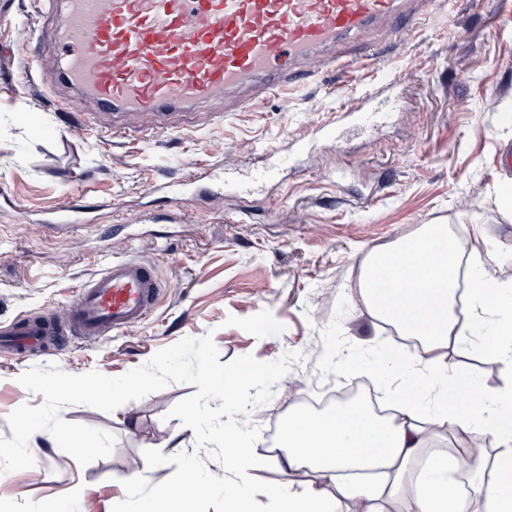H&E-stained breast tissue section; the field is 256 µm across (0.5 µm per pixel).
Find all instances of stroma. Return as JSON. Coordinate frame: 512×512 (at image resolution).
Wrapping results in <instances>:
<instances>
[{"label": "stroma", "instance_id": "1", "mask_svg": "<svg viewBox=\"0 0 512 512\" xmlns=\"http://www.w3.org/2000/svg\"><path fill=\"white\" fill-rule=\"evenodd\" d=\"M22 31L36 33L32 0H0V197L15 204L0 209V331L23 320L67 319L77 284L131 246L156 260L162 290L142 324L104 339L28 358L0 350V437L12 436L11 411L44 401L18 382L33 366L115 377L182 338L208 334L223 364L246 354L264 362L298 354L257 409L256 426L272 445L302 396L372 386L365 374L328 371L326 349L346 354L395 342L355 297L368 249L445 224L466 251L503 258L512 275V197L505 195L512 174L496 169L498 153L512 148V73L503 69L512 62V0H457L442 23L410 31L385 62L228 113L219 128L190 113L176 132L149 140L82 131L67 118L64 99L37 90L56 83L55 68L26 76ZM394 76L404 96L395 121L351 133L345 154L322 145L262 197L190 204L174 224L159 221L167 210L159 199L156 220L143 216L154 181L204 163L250 167L262 144L308 140L337 109L356 108L363 93ZM84 193L102 203L99 223L133 225L135 241L83 227L53 236L18 221L20 212ZM245 209L247 222H232ZM195 391L172 384L110 413L64 408V420L113 434L111 455L83 467L58 444L41 442L35 465L12 472L0 512H55L77 484L89 512H127L118 478L133 461L155 456V444L180 423L170 409Z\"/></svg>", "mask_w": 512, "mask_h": 512}]
</instances>
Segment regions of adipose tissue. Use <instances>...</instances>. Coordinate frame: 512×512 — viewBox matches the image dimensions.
<instances>
[{
    "label": "adipose tissue",
    "instance_id": "1",
    "mask_svg": "<svg viewBox=\"0 0 512 512\" xmlns=\"http://www.w3.org/2000/svg\"><path fill=\"white\" fill-rule=\"evenodd\" d=\"M461 254L447 225L425 224L360 262L359 302L373 320L415 345L392 356L329 351L325 358L340 372L360 361L382 386L389 414L356 403L290 411L276 461L287 479L264 486L253 475L263 439L241 388L267 382L276 367L221 379L208 374L205 399L224 400L220 433L209 430L205 408H195L160 443L156 458L135 463L120 484L135 491L186 438L204 446L217 437L224 444L223 474L205 476L184 461L162 497L142 498L143 512H187L217 488L224 512H258L262 499L269 512H512V379L486 393L476 374L448 361L449 351L475 350L512 367V277L492 273L480 255L465 260ZM475 433L488 439L487 448L463 446ZM462 456L473 463L463 472L472 494L461 499L448 466Z\"/></svg>",
    "mask_w": 512,
    "mask_h": 512
}]
</instances>
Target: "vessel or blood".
I'll return each instance as SVG.
<instances>
[{
  "mask_svg": "<svg viewBox=\"0 0 512 512\" xmlns=\"http://www.w3.org/2000/svg\"><path fill=\"white\" fill-rule=\"evenodd\" d=\"M35 0L39 24L58 48L59 79L76 89L69 108L90 102L107 112L157 117L156 136L167 129L164 116L200 105L215 106V119L239 112L268 95L318 80L324 70L356 72L361 56L344 41L388 27L382 41L403 42L407 32L444 9L446 0ZM245 87L247 97L231 102L228 90ZM399 82L363 96L354 109L336 113L315 139H280L263 145V162L242 173L207 165L153 185L173 207L208 200L224 191L246 197L279 184L285 170L300 167L318 143L345 151L351 131L388 123L399 105ZM100 204L82 194L59 207L26 214L24 223L52 232L87 225ZM161 283L154 265L132 253L106 261L76 290L66 323L20 321L4 335L20 352L44 351L54 336L104 338L141 324L155 309Z\"/></svg>",
  "mask_w": 512,
  "mask_h": 512,
  "instance_id": "1",
  "label": "vessel or blood"
}]
</instances>
